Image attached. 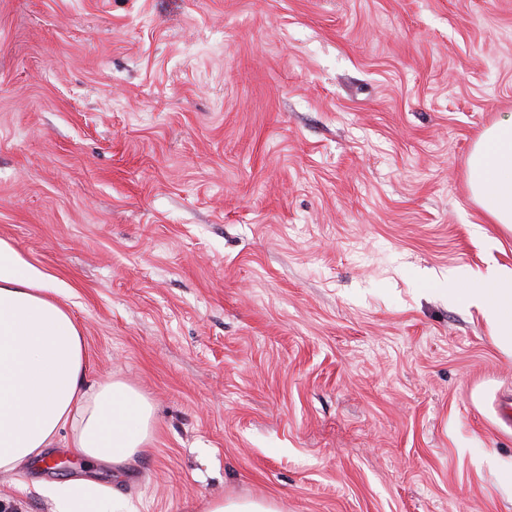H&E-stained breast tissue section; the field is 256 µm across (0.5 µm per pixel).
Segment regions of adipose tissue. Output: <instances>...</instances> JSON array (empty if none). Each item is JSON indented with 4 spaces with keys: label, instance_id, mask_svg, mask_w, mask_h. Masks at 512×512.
I'll use <instances>...</instances> for the list:
<instances>
[{
    "label": "adipose tissue",
    "instance_id": "1",
    "mask_svg": "<svg viewBox=\"0 0 512 512\" xmlns=\"http://www.w3.org/2000/svg\"><path fill=\"white\" fill-rule=\"evenodd\" d=\"M468 184L487 221L512 232V114L475 144ZM448 290L481 311L512 356V267L449 279ZM52 294L44 274L0 241V471L50 461L65 430L79 454L122 469L149 442L154 408L124 381L88 383L83 331ZM42 491L57 512H102L103 497L90 484L48 483Z\"/></svg>",
    "mask_w": 512,
    "mask_h": 512
}]
</instances>
